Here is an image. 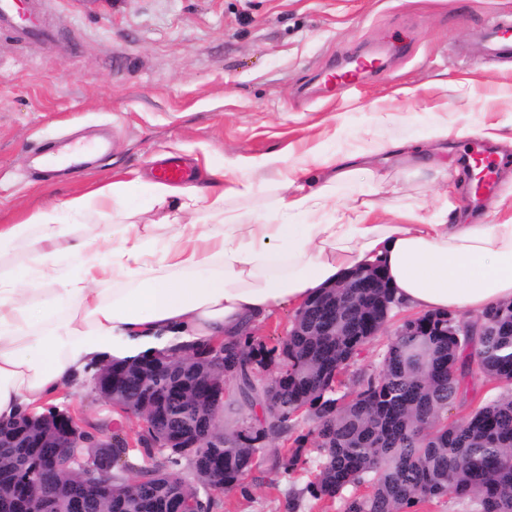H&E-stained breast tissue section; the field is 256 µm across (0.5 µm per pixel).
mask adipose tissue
Masks as SVG:
<instances>
[{
  "mask_svg": "<svg viewBox=\"0 0 512 512\" xmlns=\"http://www.w3.org/2000/svg\"><path fill=\"white\" fill-rule=\"evenodd\" d=\"M408 152L405 143H379L318 157L327 171L320 182L308 167L291 166L263 210L228 206L262 188L214 170L202 186L114 182L0 224V250L31 251L27 265L0 267V424L42 412L100 364L239 340L281 307L301 308L377 261L395 298L421 314L475 318L512 302V223H452L447 213L425 216L408 205L396 223L377 224V200L337 202V186L362 176L382 191V164ZM133 192L148 200L155 220L117 223ZM87 210L113 223L110 262L61 221L62 213ZM201 210L211 223H191ZM160 227L169 230L161 239ZM65 256L78 262L79 276L63 274ZM34 292L41 295L35 305L27 300Z\"/></svg>",
  "mask_w": 512,
  "mask_h": 512,
  "instance_id": "obj_1",
  "label": "adipose tissue"
}]
</instances>
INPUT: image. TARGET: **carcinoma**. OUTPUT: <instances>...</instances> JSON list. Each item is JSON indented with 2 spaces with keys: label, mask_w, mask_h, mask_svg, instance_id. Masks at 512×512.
Returning <instances> with one entry per match:
<instances>
[{
  "label": "carcinoma",
  "mask_w": 512,
  "mask_h": 512,
  "mask_svg": "<svg viewBox=\"0 0 512 512\" xmlns=\"http://www.w3.org/2000/svg\"><path fill=\"white\" fill-rule=\"evenodd\" d=\"M400 304L389 288L324 290L296 311L288 341L269 347L249 341L224 344V372L199 353L177 367L157 360L112 364L103 389L115 393L133 414L155 422V440L206 426L219 430V418L204 417L200 402L210 381H234L235 418L226 430L242 431L207 447L190 461L196 483L176 470L182 455L172 448L168 466H140L126 441L112 434L113 459L120 475L112 498L85 512H168L177 499L210 512L214 502L199 487L240 488L259 466L266 439L293 441L272 461L278 475L302 468V444L295 434L294 408L311 407L319 458L306 486L311 498L343 500L344 512H408L448 495L474 506V512H512V302L488 308L479 322L464 327L437 317L423 335L396 329L379 368L357 378L358 389L339 394V375L357 362ZM277 363L269 379L253 366ZM494 385L496 393L459 422L447 421L469 380ZM261 408L262 415L254 414ZM23 418L0 425V512H73L71 480L57 481V492L41 504L44 461L52 449L20 427ZM367 485L370 492L353 491Z\"/></svg>",
  "instance_id": "carcinoma-1"
}]
</instances>
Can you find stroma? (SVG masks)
<instances>
[{"label": "stroma", "instance_id": "obj_1", "mask_svg": "<svg viewBox=\"0 0 512 512\" xmlns=\"http://www.w3.org/2000/svg\"><path fill=\"white\" fill-rule=\"evenodd\" d=\"M512 16V0H47L54 38L16 40L0 30V224H14L91 189L151 180L155 160L184 159L201 185L213 168L263 184L235 208L271 203V155L302 163L382 142H431L439 151L387 165L374 219L395 221L407 202L423 214L466 213L472 139H484L495 170H508L480 206L512 220V62H488L477 30ZM385 59L354 93L324 89L326 71L351 56ZM105 139L86 168L48 171L51 141ZM59 408L97 427L110 409L85 380ZM312 475L266 466L248 491L217 497L212 512H342L316 501Z\"/></svg>", "mask_w": 512, "mask_h": 512}]
</instances>
